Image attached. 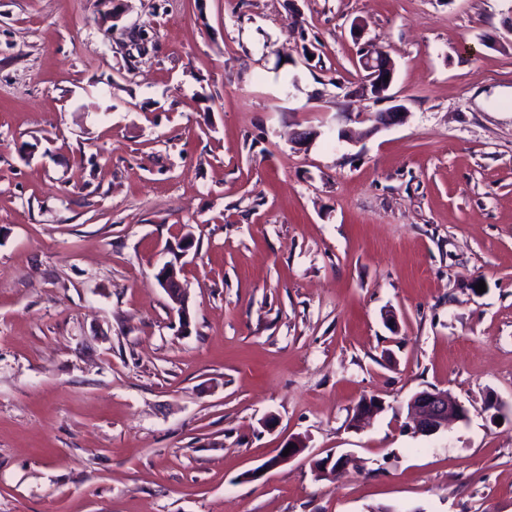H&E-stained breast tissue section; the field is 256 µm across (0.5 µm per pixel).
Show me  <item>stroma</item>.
<instances>
[{"instance_id": "1", "label": "stroma", "mask_w": 512, "mask_h": 512, "mask_svg": "<svg viewBox=\"0 0 512 512\" xmlns=\"http://www.w3.org/2000/svg\"><path fill=\"white\" fill-rule=\"evenodd\" d=\"M121 9L0 0V512H512V0ZM381 59H384L385 61L381 66L377 67L374 65L377 64V62H374L372 57L365 58L363 60V68L368 72L367 75L370 74L365 78L363 89L366 93L369 91L376 99L395 102L396 98L389 94L394 80V64L386 55H382ZM367 60L368 64H366ZM384 76H388V82L384 81ZM371 84L374 86L372 87ZM181 266L174 262L165 263L159 268L157 276L163 283L167 294L171 298L172 303L175 305L176 311L183 323H189L190 314L187 305V300H183L182 288H175L180 286L179 273ZM408 410L413 433L423 436H431L447 428L451 418L465 420L467 416L461 405L448 398V393L435 388L412 395ZM289 444H293V448L290 450L288 456H283V451L285 448L289 446ZM306 449V441L300 437L289 439L281 448H278L277 454L272 456L269 460H267L261 466L249 470L246 472L245 477L250 480H256L263 476L264 472L268 469L286 464L296 457H298L304 450ZM261 471V475H257V472Z\"/></svg>"}]
</instances>
